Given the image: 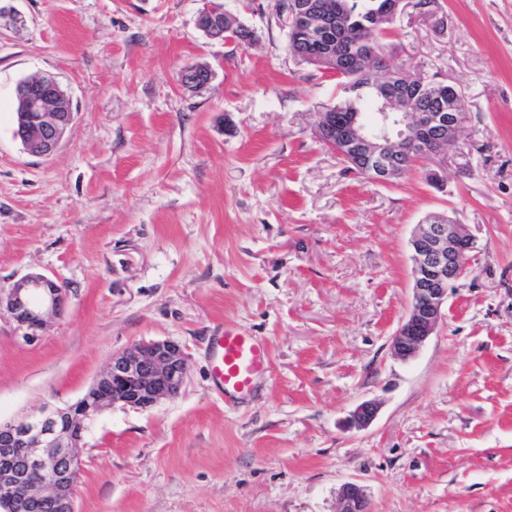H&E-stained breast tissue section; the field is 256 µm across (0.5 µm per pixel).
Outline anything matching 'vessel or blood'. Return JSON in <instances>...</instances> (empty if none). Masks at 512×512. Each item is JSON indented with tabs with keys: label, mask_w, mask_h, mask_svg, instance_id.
Wrapping results in <instances>:
<instances>
[{
	"label": "vessel or blood",
	"mask_w": 512,
	"mask_h": 512,
	"mask_svg": "<svg viewBox=\"0 0 512 512\" xmlns=\"http://www.w3.org/2000/svg\"><path fill=\"white\" fill-rule=\"evenodd\" d=\"M210 354L212 382L228 400L250 395L270 371L267 345L236 328L213 336Z\"/></svg>",
	"instance_id": "1"
}]
</instances>
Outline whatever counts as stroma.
Returning <instances> with one entry per match:
<instances>
[{"label": "stroma", "instance_id": "1", "mask_svg": "<svg viewBox=\"0 0 512 512\" xmlns=\"http://www.w3.org/2000/svg\"><path fill=\"white\" fill-rule=\"evenodd\" d=\"M207 0H0V286L66 290L24 338L0 314V422L79 400L112 355L177 343L181 392L87 424L77 512H512V0L406 6L394 63L464 94L461 151L387 184L315 131L335 79L298 63L276 0H218L251 43L207 39ZM205 63L209 87H181ZM58 77L75 119L50 158L13 136L16 87ZM476 239L471 273L416 356L409 240L433 214ZM268 345L254 396L224 401L211 336ZM375 402L363 429L356 407ZM336 512H370L364 487L356 482L345 483L338 495Z\"/></svg>", "mask_w": 512, "mask_h": 512}]
</instances>
